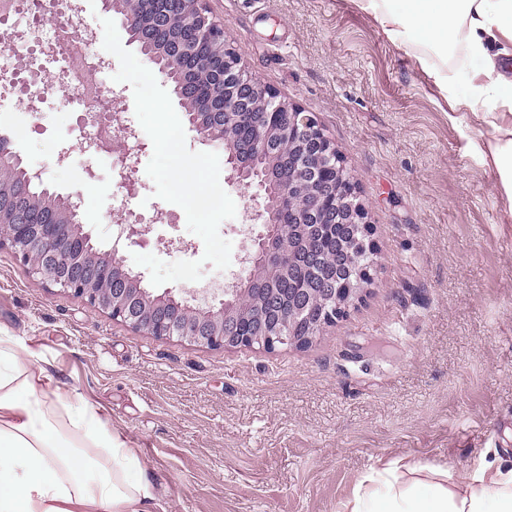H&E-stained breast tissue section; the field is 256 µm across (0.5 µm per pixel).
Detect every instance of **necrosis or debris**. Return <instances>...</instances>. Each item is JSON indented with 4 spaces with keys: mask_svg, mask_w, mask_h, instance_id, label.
<instances>
[{
    "mask_svg": "<svg viewBox=\"0 0 512 512\" xmlns=\"http://www.w3.org/2000/svg\"><path fill=\"white\" fill-rule=\"evenodd\" d=\"M37 0H0V25L9 26L15 33L12 45L0 49V103L26 95L31 111H38L48 95L41 73L44 66L55 67L63 73L70 87L69 96L79 119L75 133L90 157L100 152L89 146L90 135L105 132L109 137L129 133L130 127L118 111H103L101 101L106 92V71L90 64V48L97 41L98 31L80 25L82 0H44L49 9L76 20L73 33L65 34L46 20L36 7ZM25 47L30 58L28 66L18 65L16 47Z\"/></svg>",
    "mask_w": 512,
    "mask_h": 512,
    "instance_id": "4bbe7bcc",
    "label": "necrosis or debris"
}]
</instances>
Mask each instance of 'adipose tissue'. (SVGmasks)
Listing matches in <instances>:
<instances>
[{
  "label": "adipose tissue",
  "mask_w": 512,
  "mask_h": 512,
  "mask_svg": "<svg viewBox=\"0 0 512 512\" xmlns=\"http://www.w3.org/2000/svg\"><path fill=\"white\" fill-rule=\"evenodd\" d=\"M407 56L424 60L435 84L469 110L489 158L512 197V142L497 138L512 117V73L501 61L512 43V0H358ZM428 29L429 39L413 38ZM0 327V512H156L160 492L138 450L81 394L63 389ZM351 512H512V468L479 462L463 477L438 470L421 478L396 459L368 473Z\"/></svg>",
  "instance_id": "ef3b65f1"
}]
</instances>
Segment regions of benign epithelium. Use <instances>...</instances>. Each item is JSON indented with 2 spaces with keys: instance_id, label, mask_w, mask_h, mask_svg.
<instances>
[{
  "instance_id": "benign-epithelium-1",
  "label": "benign epithelium",
  "mask_w": 512,
  "mask_h": 512,
  "mask_svg": "<svg viewBox=\"0 0 512 512\" xmlns=\"http://www.w3.org/2000/svg\"><path fill=\"white\" fill-rule=\"evenodd\" d=\"M123 22L127 30L138 27L141 42L160 46L162 53L150 52L145 58L166 80L171 76L160 59L192 63V75L181 78L174 93L181 102H194L188 122L201 139L216 141L218 130L245 126L249 113H264L265 123L248 128L244 138H233L226 158L233 183L243 192L254 186L263 191V209L255 214L260 221L255 253L246 258L251 268L219 294L191 288L188 298L178 299L168 291L136 290L130 283H141L143 278L126 266L120 246L142 240L151 227L122 224L111 249L102 250L84 225L60 223L56 195L46 194L40 210L30 209L27 184L41 181L42 176L29 170L26 183L9 196L11 209L0 206V245H9L43 284L82 297L112 318L159 338L177 337L224 349L258 346L273 351L307 345L323 328L344 317L370 281V268L355 267L344 288L310 290L288 304L275 294L259 296L262 289L251 288L252 268H259L269 284L282 278L293 256L275 247L274 238H285L294 224L311 223L326 207L341 212V223L359 226L352 242L354 254L367 251L369 226L353 178L308 113L252 79L228 42L224 26L209 19L203 0H125ZM202 73L220 76L221 98L198 96L196 80ZM273 150L280 162L305 178L293 177L272 195L256 164ZM20 164L10 139L0 135V171ZM243 320L256 323L254 334H242Z\"/></svg>"
}]
</instances>
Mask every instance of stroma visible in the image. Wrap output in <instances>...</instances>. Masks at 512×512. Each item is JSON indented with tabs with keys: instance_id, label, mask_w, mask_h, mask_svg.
Returning <instances> with one entry per match:
<instances>
[{
	"instance_id": "stroma-1",
	"label": "stroma",
	"mask_w": 512,
	"mask_h": 512,
	"mask_svg": "<svg viewBox=\"0 0 512 512\" xmlns=\"http://www.w3.org/2000/svg\"><path fill=\"white\" fill-rule=\"evenodd\" d=\"M252 76L317 121L356 185L372 279L346 315L305 347L222 349L160 339L49 288L0 246V325L50 361L137 448L164 512H349L370 469L403 459L466 474L512 466V202L471 112L455 108L357 0H206ZM76 116L0 105V134L110 248L111 159L92 164ZM66 162H59L60 152ZM153 144L127 155L132 208L158 213L126 254L197 260L184 211L155 198ZM228 270L250 248L257 207L232 184Z\"/></svg>"
}]
</instances>
